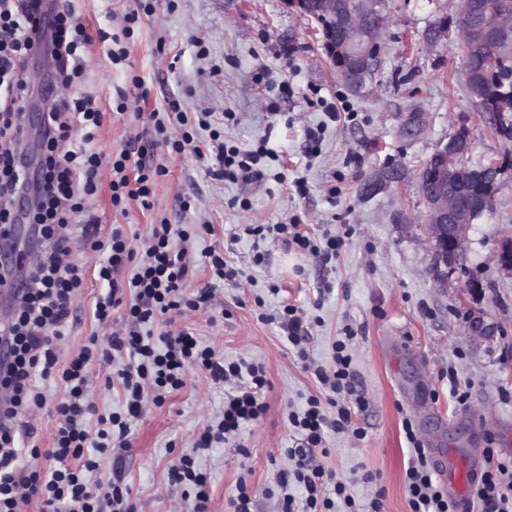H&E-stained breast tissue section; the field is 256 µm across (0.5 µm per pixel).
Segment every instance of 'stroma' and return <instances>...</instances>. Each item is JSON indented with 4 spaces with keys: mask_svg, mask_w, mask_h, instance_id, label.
Listing matches in <instances>:
<instances>
[{
    "mask_svg": "<svg viewBox=\"0 0 512 512\" xmlns=\"http://www.w3.org/2000/svg\"><path fill=\"white\" fill-rule=\"evenodd\" d=\"M92 41L85 54L83 89L100 104L126 90L129 107L140 96L161 108L177 99L181 111L210 112L226 146L262 152V178L220 180L193 149L165 158L169 173L156 192V210L174 224H206L193 245L198 267L191 289L208 288L207 310L179 318L225 361H256L267 384L265 412L228 443L194 452L198 433L221 415L224 385L188 368L183 386L162 405L131 422L127 444L104 472H118L137 512H191L188 486L168 480L179 458L194 455L210 485L208 512H233L230 502L247 486L253 512H278L284 494L303 499L301 487L281 489L279 469L298 436L288 421L309 398L326 392L306 370L300 350L331 366L345 343L363 407L353 408L351 432L326 431L327 454L316 462L343 483L351 504L332 512H366L383 492V512H410L405 471L410 458L404 421L428 450L494 449L512 458V276L492 253L512 235V179L502 185L493 214L473 224L461 270L438 287L430 269L425 205L415 174L459 127L474 143L473 161L512 152V142L479 120L462 81L459 50L439 44L406 48L434 9L455 14L456 0H389L392 25L378 67L361 91L347 88L321 50L313 20L286 0H75ZM136 15L123 26L124 15ZM128 49L124 63L105 55L106 36ZM51 59L36 50L24 71L27 105L43 104L53 83ZM397 168L403 185L379 184ZM306 192L297 194L295 181ZM155 210V211H156ZM250 224H295L322 248L288 250L246 233ZM223 249L239 276L211 280L210 248ZM106 290L88 278L74 302V321L62 344L70 356L88 339L107 341L93 317ZM297 307L309 335L289 342L275 317ZM456 375L465 401L449 392Z\"/></svg>",
    "mask_w": 512,
    "mask_h": 512,
    "instance_id": "35a3bbf8",
    "label": "stroma"
}]
</instances>
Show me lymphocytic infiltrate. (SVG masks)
Returning <instances> with one entry per match:
<instances>
[{"label":"lymphocytic infiltrate","mask_w":512,"mask_h":512,"mask_svg":"<svg viewBox=\"0 0 512 512\" xmlns=\"http://www.w3.org/2000/svg\"><path fill=\"white\" fill-rule=\"evenodd\" d=\"M89 43L85 27L71 0L47 8L45 0H0V226L17 219L15 201L25 188V173L17 155L26 138L22 112L26 94L25 64L36 45H45L55 67V77L73 85L84 76V52ZM104 114L93 98L77 95L52 102L43 115L42 181L40 204L25 218L33 224L44 248L42 261L21 275L16 293V313L0 343L8 347L7 361H0V387L9 393L6 408H0V512H21L36 503L42 512H137L129 501L121 476L109 479V497H101L93 474L100 471V458L113 444L123 443L132 420L141 416L146 403H160L184 384L187 366H197L212 381H237L238 387L224 397L222 418L217 425L199 433L198 449L236 435L242 426L260 417L265 405L260 394L267 384L263 366L225 362L213 350L201 346L197 337L182 330L162 333L159 341L144 334L147 325L184 310H206L211 299L208 289L189 295L186 283L195 272L189 244L201 227L173 224L166 216L154 219L144 238L127 232L121 225L103 231L88 203L101 187H108L112 209L128 214L131 206L155 208L158 181L167 168L157 152L158 144L183 152L193 143L196 131L210 132L207 145L218 167L216 178L250 180L257 177L259 154L227 149L211 132L207 112L188 116L176 103L166 111L136 112L134 121L148 129L136 135L102 163L93 141L103 124ZM183 129L180 138L169 135L170 124ZM140 248H133V241ZM96 251L104 259L97 269L99 280L109 290L98 296L94 315L98 321L118 319L109 347L90 337L80 350L61 359L60 341L73 317V303L84 285L85 268L73 261V246ZM129 271L126 283L117 276ZM334 368L316 367L319 383L336 393L340 403L335 417H328L320 399L312 397L306 409L291 415L289 422L301 438L288 455L294 466L278 471L280 486L295 483L307 497L303 510L295 499L283 496L282 512H319L334 506L344 496L343 485H329L325 470L316 464L313 451L322 443L325 431L347 432L351 405H362L356 393V374L345 344L334 348ZM111 363L119 381L124 405L121 411L102 417L97 429H89L94 407L88 397L90 374L102 363ZM57 381L63 394L54 413L59 426L47 451L32 443V411L44 408L47 399L34 387L35 377ZM415 457L406 470V489L411 512H458V503L439 484L414 431H407ZM48 466H41L39 458ZM473 498L477 512H512V460L489 461L477 481ZM333 496H325L326 488Z\"/></svg>","instance_id":"lymphocytic-infiltrate-1"}]
</instances>
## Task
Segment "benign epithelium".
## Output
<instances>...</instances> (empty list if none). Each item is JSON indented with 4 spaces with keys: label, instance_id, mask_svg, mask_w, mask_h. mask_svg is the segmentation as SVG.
<instances>
[{
    "label": "benign epithelium",
    "instance_id": "7a95c632",
    "mask_svg": "<svg viewBox=\"0 0 512 512\" xmlns=\"http://www.w3.org/2000/svg\"><path fill=\"white\" fill-rule=\"evenodd\" d=\"M306 17L314 11L324 17H337L338 33L322 40L329 59L335 60L336 76L351 90L359 91L378 64L382 41L389 26L388 0H290ZM460 28L448 22V13L438 10L433 21L419 35L417 44L436 46ZM465 55L478 53L488 65L512 57V11L501 14L495 31H466ZM479 119L494 128L498 137L512 142V125L499 112H484ZM473 149L469 130L461 126L440 144L418 173V190L426 206L425 232L434 256L433 278L448 287L466 251L467 234L474 221L492 213L503 178L511 172L512 155L489 158L474 166L468 163ZM496 172L487 195L462 197L463 188L488 173ZM498 268L512 276V238L503 237L493 253Z\"/></svg>",
    "mask_w": 512,
    "mask_h": 512
}]
</instances>
